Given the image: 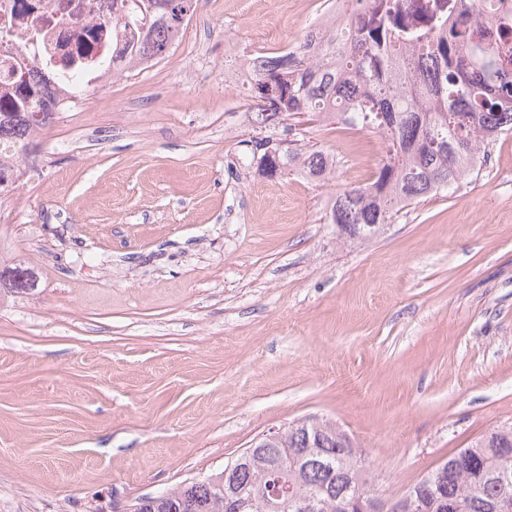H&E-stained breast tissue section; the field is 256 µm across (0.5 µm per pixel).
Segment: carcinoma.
<instances>
[{
  "label": "carcinoma",
  "mask_w": 512,
  "mask_h": 512,
  "mask_svg": "<svg viewBox=\"0 0 512 512\" xmlns=\"http://www.w3.org/2000/svg\"><path fill=\"white\" fill-rule=\"evenodd\" d=\"M180 14L163 10L135 49L112 52V75L160 61L182 38L198 0H179ZM251 124L274 131L293 115L307 114L328 129L375 133L385 154L372 182L345 186L328 204L327 223L362 224L378 235L401 210L422 199L458 187L481 146L512 134V0H334L331 9L292 51L253 59ZM9 112L0 111V143L28 154L36 128L51 126L64 106L49 108L29 88L13 93ZM271 136L247 142L258 168L267 169L265 145ZM282 148L280 172L323 181L334 173L336 158L315 145ZM483 470L463 471L454 458L429 474L427 500L456 495L463 512H488L508 503L512 481L493 478L504 447L483 440L469 448ZM343 449L325 441L308 447L301 428L288 433V447L272 446L244 460L234 492L239 512H265L259 486L289 490L279 512H299L298 499L314 498L317 512H336V497L347 483L319 461L331 457L342 467ZM356 469L352 492H375L366 458L347 460ZM155 496L141 512H225L224 476L219 472L197 483Z\"/></svg>",
  "instance_id": "cac0c4a2"
}]
</instances>
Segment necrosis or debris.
Instances as JSON below:
<instances>
[{"label":"necrosis or debris","instance_id":"necrosis-or-debris-1","mask_svg":"<svg viewBox=\"0 0 512 512\" xmlns=\"http://www.w3.org/2000/svg\"><path fill=\"white\" fill-rule=\"evenodd\" d=\"M116 0H0V93L51 60L60 84L102 74L112 57Z\"/></svg>","mask_w":512,"mask_h":512}]
</instances>
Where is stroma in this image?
<instances>
[{
    "label": "stroma",
    "instance_id": "obj_1",
    "mask_svg": "<svg viewBox=\"0 0 512 512\" xmlns=\"http://www.w3.org/2000/svg\"><path fill=\"white\" fill-rule=\"evenodd\" d=\"M325 0H202L164 60L76 100L0 199V512H125L263 433L335 422L396 498L512 427V135L451 195L340 243L374 133L308 124L328 180L261 174L257 46Z\"/></svg>",
    "mask_w": 512,
    "mask_h": 512
}]
</instances>
